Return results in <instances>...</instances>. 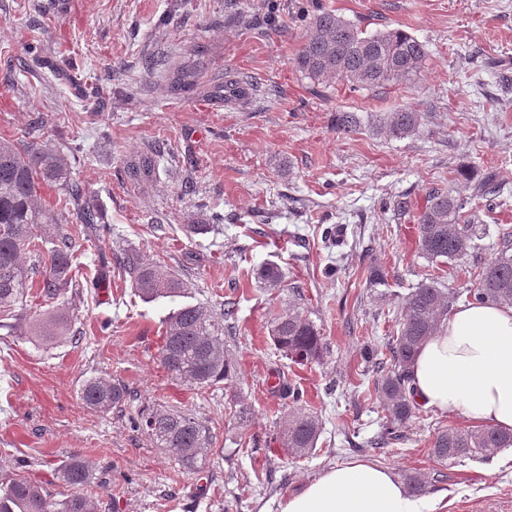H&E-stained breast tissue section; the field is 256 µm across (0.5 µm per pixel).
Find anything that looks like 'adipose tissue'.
<instances>
[{
	"instance_id": "adipose-tissue-1",
	"label": "adipose tissue",
	"mask_w": 512,
	"mask_h": 512,
	"mask_svg": "<svg viewBox=\"0 0 512 512\" xmlns=\"http://www.w3.org/2000/svg\"><path fill=\"white\" fill-rule=\"evenodd\" d=\"M424 408L512 433V307L461 305L427 338L412 366ZM280 512H437L387 468L353 460L288 495Z\"/></svg>"
}]
</instances>
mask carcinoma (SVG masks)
<instances>
[{
    "label": "carcinoma",
    "mask_w": 512,
    "mask_h": 512,
    "mask_svg": "<svg viewBox=\"0 0 512 512\" xmlns=\"http://www.w3.org/2000/svg\"><path fill=\"white\" fill-rule=\"evenodd\" d=\"M426 56L425 44L400 29L368 33L332 11L316 10L306 19L295 63L312 79L334 75L351 83V90L359 91L413 81ZM195 86L196 74L191 71H177L171 77L173 93H187ZM252 91L253 83L247 77L229 70L207 89L206 96L212 101L236 104L248 100ZM422 120V113L411 107L393 112H338L334 128L344 137L368 132L400 140L416 134ZM44 185L64 191L60 214L43 209L40 188ZM467 205L468 201L458 196L453 186L432 190L418 216L421 255L448 264L469 255L478 236L479 218L475 210L464 214ZM72 217L74 224L70 222ZM110 234L111 225L100 223L85 185L71 178L60 152L39 143L31 132L15 141H0L1 314L8 316L24 309L36 284L35 271L25 264L26 254L34 255L40 263L41 281L36 285L49 299L69 288L97 287L94 279L83 284L73 278L74 251L82 241L96 242ZM121 265L132 288L145 300L179 297L188 288L178 274L159 263L145 262L135 250L124 251ZM255 277L268 288L282 287L285 279L282 270L273 264L256 269ZM461 297L477 304L512 307L511 231L502 233L497 256L473 273L469 287L444 288L436 276L418 284L407 295L396 336L389 344V358L381 357L376 348H366L385 424L383 430L365 441V446L383 448L405 438L407 423L420 413L413 397L414 358L425 340L448 319V312ZM234 315L230 306L219 317L197 305L179 308L163 324V342L158 350L161 365L172 377L198 387L231 381L236 367L224 354L222 321ZM271 335L275 346L299 365L319 362L326 351L316 325L293 309L274 318ZM282 392L293 409L285 419L280 441L291 454L302 457L316 448L322 424L317 416L299 406V389L284 386ZM127 396L123 384L101 378L84 381L80 389L82 403L99 412L120 407ZM132 423L158 447L190 467L213 440L208 426L178 410L153 408L132 419ZM511 447L512 433L491 426H438L429 438L431 456L450 464L487 460L498 450ZM90 478L83 461L71 460L60 471L59 479L73 492L61 500L21 476L11 478L0 484V512H99V501L81 491ZM404 480L409 494L421 496L428 492V481L421 474L408 473Z\"/></svg>",
    "instance_id": "cac0c4a2"
}]
</instances>
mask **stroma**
<instances>
[{"label": "stroma", "instance_id": "obj_1", "mask_svg": "<svg viewBox=\"0 0 512 512\" xmlns=\"http://www.w3.org/2000/svg\"><path fill=\"white\" fill-rule=\"evenodd\" d=\"M316 5L366 32L400 28L426 43L413 84L354 92L341 78L299 71L302 17ZM29 43L40 57L22 71ZM161 55L195 68L203 84L237 71L255 93L232 105L173 94L164 71L142 68ZM403 106L425 115L408 138H342L333 127L340 111ZM40 113L49 121L39 141L65 154L112 234L76 253L79 277L97 278L99 289L0 322V479L20 475L60 499L70 489L59 470L78 458L99 512H279L288 494L361 458L398 477L425 475L440 512H512V460L451 465L430 455L431 424L465 429L463 417L432 410L390 447L351 445L381 423L364 348L386 347L405 297L432 271L417 248L431 190L464 166L501 185L484 198L458 185L483 234L446 275L450 287H465L512 228V0H0V141L20 138ZM155 147V174L131 180L129 164ZM216 212L218 229L186 234ZM124 248L179 274L184 297L134 295L119 267ZM271 263L282 287L253 277ZM372 263L386 285L370 287ZM228 302L236 314L224 345L236 380L198 388L171 378L157 360L166 318L184 303L217 314ZM290 308L320 330V363L295 364L274 346L270 322ZM53 315L67 317V335L42 342L36 331ZM95 377L127 387L123 409L81 403L83 382ZM281 383L300 388L322 423L300 459L280 444ZM239 404L252 412L244 425L230 416ZM149 407L210 428L196 469L131 426Z\"/></svg>", "mask_w": 512, "mask_h": 512}]
</instances>
